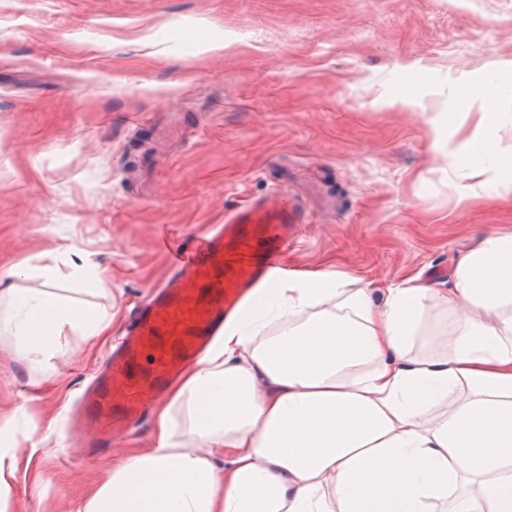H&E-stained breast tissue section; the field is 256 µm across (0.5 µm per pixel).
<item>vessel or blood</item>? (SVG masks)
<instances>
[{
    "instance_id": "b4317fda",
    "label": "vessel or blood",
    "mask_w": 512,
    "mask_h": 512,
    "mask_svg": "<svg viewBox=\"0 0 512 512\" xmlns=\"http://www.w3.org/2000/svg\"><path fill=\"white\" fill-rule=\"evenodd\" d=\"M312 221L303 199L276 185L225 211L223 223L209 226L188 248L172 250L168 278L136 306L79 400L73 425L90 432L89 455L108 451L151 414L225 322L248 307L256 289L270 285L302 225Z\"/></svg>"
}]
</instances>
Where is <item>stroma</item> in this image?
Segmentation results:
<instances>
[{
	"label": "stroma",
	"instance_id": "obj_1",
	"mask_svg": "<svg viewBox=\"0 0 512 512\" xmlns=\"http://www.w3.org/2000/svg\"><path fill=\"white\" fill-rule=\"evenodd\" d=\"M512 63V0H0V289L68 244L104 269L108 336L68 334L50 366L0 337V430L18 448L7 512H69L159 419L85 459L68 421L175 243L288 180L314 213L289 270L450 285L455 259L512 232L493 171L450 153L478 134L467 83ZM427 300L415 349L449 347Z\"/></svg>",
	"mask_w": 512,
	"mask_h": 512
}]
</instances>
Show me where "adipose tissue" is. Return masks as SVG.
I'll use <instances>...</instances> for the list:
<instances>
[{
	"mask_svg": "<svg viewBox=\"0 0 512 512\" xmlns=\"http://www.w3.org/2000/svg\"><path fill=\"white\" fill-rule=\"evenodd\" d=\"M497 89L461 88L462 107L483 106V137L455 164L494 169L511 190ZM70 267L69 295L58 290V266L9 272L26 285L0 303V334L39 366L65 332H109L86 301L105 292L103 270L85 260ZM433 292L429 279L357 287L330 271L261 289L174 396L195 448H174L161 430L76 512H434L462 482L477 492L455 497L454 512H512V233H488L456 260L445 296L460 312L451 349L420 357L415 333ZM445 404L448 415L436 417ZM215 448L227 453L223 467Z\"/></svg>",
	"mask_w": 512,
	"mask_h": 512,
	"instance_id": "obj_1",
	"label": "adipose tissue"
}]
</instances>
